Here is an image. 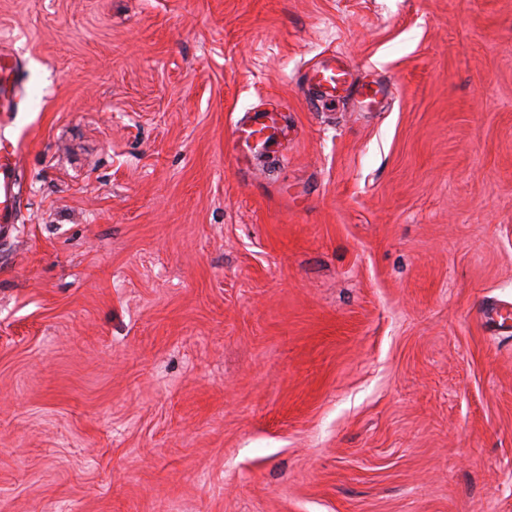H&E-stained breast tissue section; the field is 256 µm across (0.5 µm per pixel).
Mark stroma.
<instances>
[{
    "label": "stroma",
    "mask_w": 512,
    "mask_h": 512,
    "mask_svg": "<svg viewBox=\"0 0 512 512\" xmlns=\"http://www.w3.org/2000/svg\"><path fill=\"white\" fill-rule=\"evenodd\" d=\"M0 46V512H512V0H0ZM334 53L380 106L311 105ZM19 79L18 62L15 55L6 49L0 51V112L4 115L14 112V101ZM2 123V125H3ZM235 132L237 138H243L252 152L255 149L271 151L283 130L275 119L274 112L264 110L248 112L236 126ZM19 147L0 137V229L9 230L17 224L22 212L23 197L17 188Z\"/></svg>",
    "instance_id": "35a3bbf8"
}]
</instances>
